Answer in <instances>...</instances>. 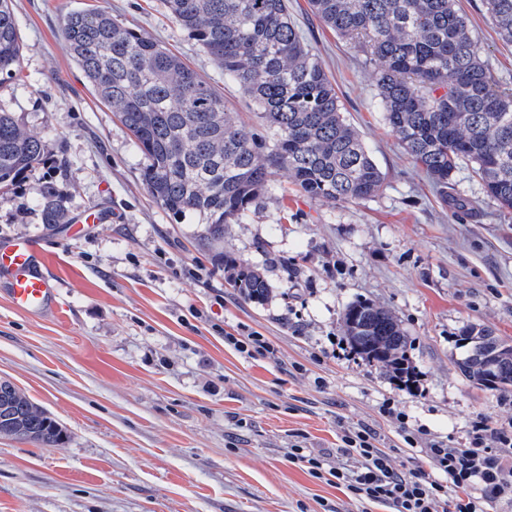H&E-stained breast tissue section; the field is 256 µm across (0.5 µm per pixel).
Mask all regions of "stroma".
<instances>
[{
  "label": "stroma",
  "instance_id": "stroma-1",
  "mask_svg": "<svg viewBox=\"0 0 512 512\" xmlns=\"http://www.w3.org/2000/svg\"><path fill=\"white\" fill-rule=\"evenodd\" d=\"M458 6L493 80L512 88V44L483 0ZM95 8L180 55L253 123L254 105L163 0H14L23 55L0 103L45 152L0 188V238L42 240L57 310L20 312L0 292V379L46 409L66 438L44 447L0 436V512H389L314 479L289 462V448L336 467L343 431L366 426L397 469L428 470L430 441L466 447L480 419L512 427V393L468 381L455 344L468 324L512 341V222L469 171L439 197L384 120L375 64L308 0H288L385 180L375 197L329 205L298 194L283 170L246 220L225 225V254L265 273L271 292L259 304L200 245L202 217L178 221L151 200L131 133L66 50L64 16ZM50 181L64 185L70 215L106 204L111 221L79 236L45 224L38 202ZM359 300L398 319L417 387L333 345ZM243 329L266 336L275 358L225 345V333ZM388 403L395 417L383 415Z\"/></svg>",
  "mask_w": 512,
  "mask_h": 512
}]
</instances>
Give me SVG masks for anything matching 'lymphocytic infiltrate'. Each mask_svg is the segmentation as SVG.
Wrapping results in <instances>:
<instances>
[{"mask_svg": "<svg viewBox=\"0 0 512 512\" xmlns=\"http://www.w3.org/2000/svg\"><path fill=\"white\" fill-rule=\"evenodd\" d=\"M367 427L345 430L340 452L346 466L327 467L324 455L291 448L288 458L318 479L329 478L345 495L383 504L392 512H483L488 499L512 498V428L474 425L468 447L430 446L432 470L403 473L376 445Z\"/></svg>", "mask_w": 512, "mask_h": 512, "instance_id": "obj_1", "label": "lymphocytic infiltrate"}]
</instances>
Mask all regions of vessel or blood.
<instances>
[{
	"instance_id": "b4317fda",
	"label": "vessel or blood",
	"mask_w": 512,
	"mask_h": 512,
	"mask_svg": "<svg viewBox=\"0 0 512 512\" xmlns=\"http://www.w3.org/2000/svg\"><path fill=\"white\" fill-rule=\"evenodd\" d=\"M12 306L26 313L56 311L55 282L42 242L36 237L0 240V280Z\"/></svg>"
}]
</instances>
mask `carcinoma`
Instances as JSON below:
<instances>
[{
  "label": "carcinoma",
  "mask_w": 512,
  "mask_h": 512,
  "mask_svg": "<svg viewBox=\"0 0 512 512\" xmlns=\"http://www.w3.org/2000/svg\"><path fill=\"white\" fill-rule=\"evenodd\" d=\"M174 22L208 52L257 108L247 132L238 113L181 59L106 10L68 13L61 38L100 100L145 156L142 182L161 209L206 218L202 245L244 299L261 303L270 286L261 269L224 255V225L237 224L288 170L295 191L327 203L379 192L384 174L347 121L336 84L304 41L288 0H164ZM312 12L377 66L386 123L411 161L448 199L463 168L478 177L503 216L512 217V90L498 86L475 49L456 0H309ZM502 41L512 44V0H484ZM22 55L13 0H0V82ZM43 139L0 107V185L43 157ZM63 190L47 183L39 205L46 224H67ZM347 343L398 380L413 376L408 337L369 301L342 316ZM457 367L489 391L512 392V343L481 325L462 328ZM497 352L495 371L486 352ZM0 435L54 447L61 425L8 380H0Z\"/></svg>",
  "instance_id": "obj_1"
}]
</instances>
